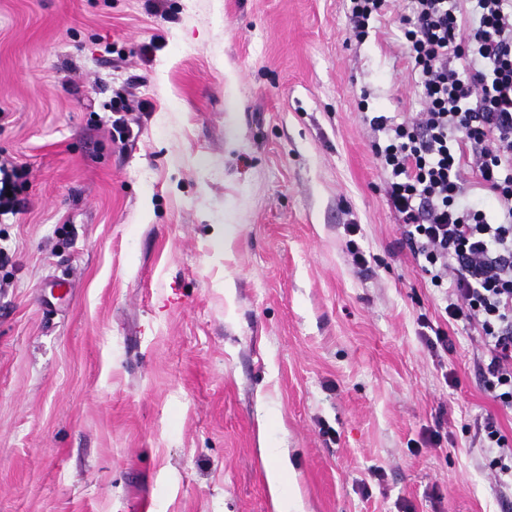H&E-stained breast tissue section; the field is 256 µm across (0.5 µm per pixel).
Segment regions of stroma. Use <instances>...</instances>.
<instances>
[{"mask_svg":"<svg viewBox=\"0 0 512 512\" xmlns=\"http://www.w3.org/2000/svg\"><path fill=\"white\" fill-rule=\"evenodd\" d=\"M408 12L360 44L346 0H0V512H512L474 438L512 409L359 108L420 111ZM114 112L121 113L119 117L112 121V140H116L123 144L130 135V119L127 115L131 112L129 106L121 96H117L112 103ZM25 169L18 165L11 158H0V217L15 215L19 213L17 200L18 181L25 176ZM8 191L12 197H8Z\"/></svg>","mask_w":512,"mask_h":512,"instance_id":"35a3bbf8","label":"stroma"}]
</instances>
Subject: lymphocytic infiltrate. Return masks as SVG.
Wrapping results in <instances>:
<instances>
[{
  "instance_id": "obj_1",
  "label": "lymphocytic infiltrate",
  "mask_w": 512,
  "mask_h": 512,
  "mask_svg": "<svg viewBox=\"0 0 512 512\" xmlns=\"http://www.w3.org/2000/svg\"><path fill=\"white\" fill-rule=\"evenodd\" d=\"M409 2L402 47L422 109L400 122L372 116L383 134L373 151L403 244L445 289L448 319L481 336L483 387L512 408V0ZM476 436L497 451L496 483L512 485V440L491 418Z\"/></svg>"
}]
</instances>
